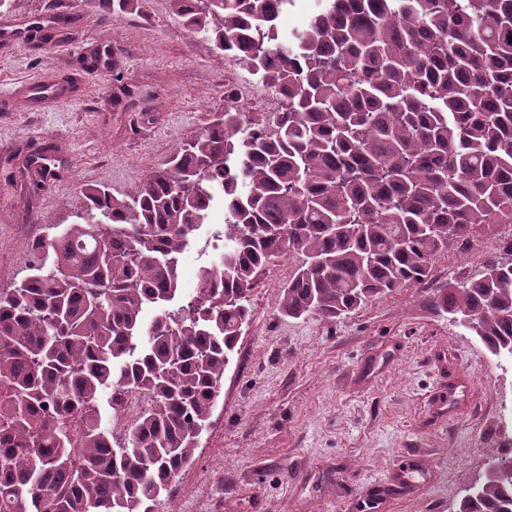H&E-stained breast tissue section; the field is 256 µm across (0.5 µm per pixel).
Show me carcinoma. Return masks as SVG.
<instances>
[{
	"instance_id": "cac0c4a2",
	"label": "carcinoma",
	"mask_w": 512,
	"mask_h": 512,
	"mask_svg": "<svg viewBox=\"0 0 512 512\" xmlns=\"http://www.w3.org/2000/svg\"><path fill=\"white\" fill-rule=\"evenodd\" d=\"M178 22L282 97L218 112L137 193L88 185L79 222L0 289V512H152L194 459L259 276L300 263L280 316L340 319L512 224V0H171ZM224 202V253L183 295L178 263ZM438 307L512 357V260ZM150 404L119 439L103 392ZM458 512H512L498 455Z\"/></svg>"
}]
</instances>
